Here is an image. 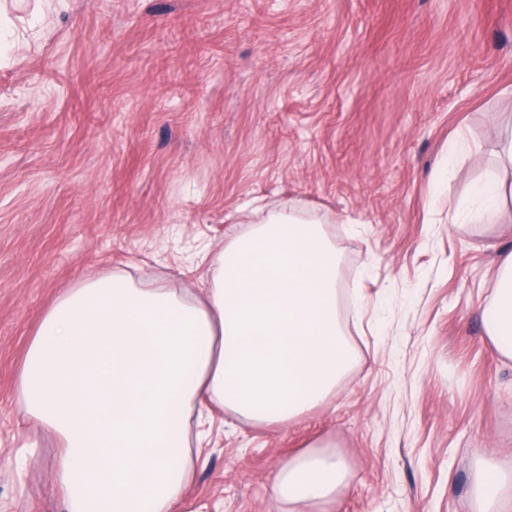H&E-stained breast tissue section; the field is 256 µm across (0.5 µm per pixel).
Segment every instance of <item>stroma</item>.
<instances>
[{
    "label": "stroma",
    "mask_w": 512,
    "mask_h": 512,
    "mask_svg": "<svg viewBox=\"0 0 512 512\" xmlns=\"http://www.w3.org/2000/svg\"><path fill=\"white\" fill-rule=\"evenodd\" d=\"M512 0H0V512H63L60 442L17 380L43 314L96 274L194 288L257 198L336 248L353 361L285 424L213 410L191 512H290L308 446L351 480L309 512H474L512 472V358L487 334L512 198ZM37 441L25 473L13 451ZM507 194V188L500 183L488 184L477 193V207L472 204L462 207L460 216H480L485 213L496 212L503 195ZM512 476L508 474L480 473L475 483L476 512H501L504 505L501 493L505 485L511 483Z\"/></svg>",
    "instance_id": "35a3bbf8"
}]
</instances>
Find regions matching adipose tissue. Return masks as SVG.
Instances as JSON below:
<instances>
[{"instance_id": "obj_1", "label": "adipose tissue", "mask_w": 512, "mask_h": 512, "mask_svg": "<svg viewBox=\"0 0 512 512\" xmlns=\"http://www.w3.org/2000/svg\"><path fill=\"white\" fill-rule=\"evenodd\" d=\"M336 251L317 217L286 205L219 249L195 300L118 276L62 289L20 370L23 417L55 433L65 512H186L190 422L204 407L287 423L349 368ZM490 335L512 336V255L497 272ZM349 472L307 450L275 474L294 505L333 502Z\"/></svg>"}]
</instances>
